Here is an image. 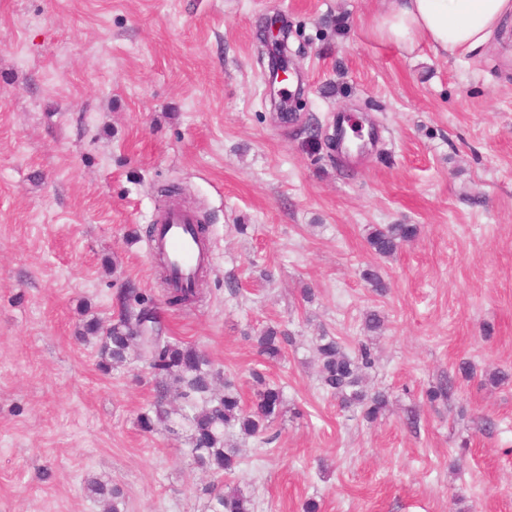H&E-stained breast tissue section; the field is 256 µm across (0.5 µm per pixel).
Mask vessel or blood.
Returning a JSON list of instances; mask_svg holds the SVG:
<instances>
[{"label":"vessel or blood","mask_w":512,"mask_h":512,"mask_svg":"<svg viewBox=\"0 0 512 512\" xmlns=\"http://www.w3.org/2000/svg\"><path fill=\"white\" fill-rule=\"evenodd\" d=\"M337 129L341 145L348 151L355 150L357 144L371 143L380 136L379 130L359 129L355 117L350 114L339 117ZM155 222L158 230L149 244L150 254L167 259L172 286H189L212 261L206 244L193 232L196 222L194 213L177 209L157 216Z\"/></svg>","instance_id":"b4317fda"}]
</instances>
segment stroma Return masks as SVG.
Here are the masks:
<instances>
[{
    "label": "stroma",
    "mask_w": 512,
    "mask_h": 512,
    "mask_svg": "<svg viewBox=\"0 0 512 512\" xmlns=\"http://www.w3.org/2000/svg\"><path fill=\"white\" fill-rule=\"evenodd\" d=\"M384 6L0 0V512H104L94 479L121 488L125 512H211L188 422L139 424L147 361L103 369L99 337L80 334L117 321L129 283L246 404L253 336H293L266 366L285 401L276 439L240 443L224 478L254 512H512V379L485 381L512 371V21L454 58L380 39ZM270 19L303 76L302 130L274 118L255 57ZM344 113L380 140L311 148L309 128ZM172 184L206 211L214 258L187 310L166 305L148 253L156 190ZM374 224L418 235L382 259ZM322 333L351 351L370 340L367 384L390 400L377 421L321 389ZM463 362L473 378L429 404Z\"/></svg>",
    "instance_id": "stroma-1"
}]
</instances>
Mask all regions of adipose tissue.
Segmentation results:
<instances>
[{
  "instance_id": "1",
  "label": "adipose tissue",
  "mask_w": 512,
  "mask_h": 512,
  "mask_svg": "<svg viewBox=\"0 0 512 512\" xmlns=\"http://www.w3.org/2000/svg\"><path fill=\"white\" fill-rule=\"evenodd\" d=\"M512 18V0H388L378 33L407 48L458 58L486 46Z\"/></svg>"
}]
</instances>
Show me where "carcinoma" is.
I'll return each mask as SVG.
<instances>
[{"instance_id": "cac0c4a2", "label": "carcinoma", "mask_w": 512, "mask_h": 512, "mask_svg": "<svg viewBox=\"0 0 512 512\" xmlns=\"http://www.w3.org/2000/svg\"><path fill=\"white\" fill-rule=\"evenodd\" d=\"M417 235L414 224L374 225L367 233V243L379 257H391ZM201 298L200 288H167L166 304L171 308H183ZM122 310L116 323L102 329L99 322L86 324V332L101 335V360L105 365L118 367L132 356L144 355L150 361L156 382L154 386L155 417L144 415L141 425L144 430H153V421H166L172 414L168 405L173 398L183 401L189 409L184 415L191 427V455L194 464L214 474H231L240 460L225 437L238 430L243 438L262 437L270 444L276 435L268 433L269 423L281 412L282 390L267 382L265 373L254 369L251 373L257 387L255 400L248 408L241 404L240 397L231 383H224V393H214L220 373L209 357L191 345L172 340L162 334L155 310L143 305L138 289L123 288L120 291ZM138 303L133 308L132 302ZM260 356L267 360L279 358L288 334L274 326H267L253 337ZM314 353L318 364L319 381L322 388L334 395L340 406H361L365 418L377 420L388 406V395L383 391L368 392L364 387L365 370L374 365L371 348L366 343L358 344L356 350L348 352L335 337L322 334L315 337ZM456 377L450 375L438 385L429 388L426 396L430 401H451L455 392ZM92 492L108 497L111 503L108 512H123V492L101 481H91ZM214 501L213 512H253L249 495L238 486L219 482L209 488Z\"/></svg>"}]
</instances>
